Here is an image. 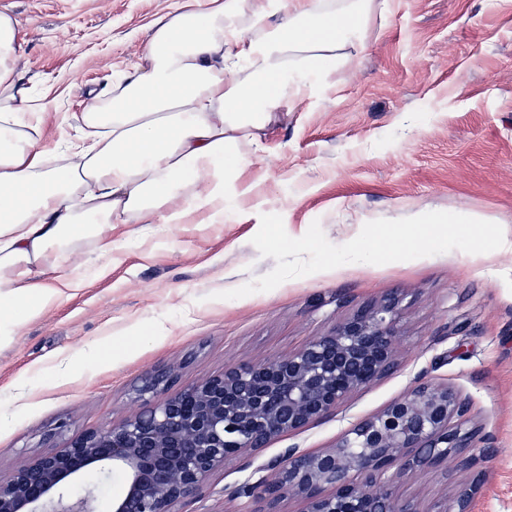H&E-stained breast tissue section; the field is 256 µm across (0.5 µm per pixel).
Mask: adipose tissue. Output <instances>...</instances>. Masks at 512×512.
<instances>
[{"instance_id": "adipose-tissue-1", "label": "adipose tissue", "mask_w": 512, "mask_h": 512, "mask_svg": "<svg viewBox=\"0 0 512 512\" xmlns=\"http://www.w3.org/2000/svg\"><path fill=\"white\" fill-rule=\"evenodd\" d=\"M375 0H184L156 21L110 100L90 96L82 138L42 142L45 115L15 73L16 21L0 11V347L82 285L69 257L112 232L223 222L261 147L367 47Z\"/></svg>"}]
</instances>
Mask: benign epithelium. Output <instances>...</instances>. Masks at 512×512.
Listing matches in <instances>:
<instances>
[{
    "mask_svg": "<svg viewBox=\"0 0 512 512\" xmlns=\"http://www.w3.org/2000/svg\"><path fill=\"white\" fill-rule=\"evenodd\" d=\"M402 301L392 294L364 305L285 357L231 366L122 423L76 434L67 447L0 481V512H97L96 488L77 481L114 471L125 487L110 512H175L227 461L252 463L273 439L333 415L394 370ZM472 421V404L460 391L419 377L333 446L316 453L287 448L231 496L251 499L249 512H276L287 495L303 502L302 512H420L403 499V478L452 457L460 491L427 512H469L481 484Z\"/></svg>",
    "mask_w": 512,
    "mask_h": 512,
    "instance_id": "1",
    "label": "benign epithelium"
}]
</instances>
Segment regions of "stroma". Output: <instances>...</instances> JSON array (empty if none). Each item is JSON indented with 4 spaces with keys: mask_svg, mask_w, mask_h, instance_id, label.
<instances>
[{
    "mask_svg": "<svg viewBox=\"0 0 512 512\" xmlns=\"http://www.w3.org/2000/svg\"><path fill=\"white\" fill-rule=\"evenodd\" d=\"M182 0H0L23 40L16 72L49 117L53 143L80 133L88 92L110 95ZM368 46L336 83L282 108L261 150L247 152L251 193L220 224H172L80 246L84 286L0 348V477L117 424L181 387L241 362L284 356L360 305L403 297L400 365L332 417L271 441L317 452L403 396L417 377L449 384L481 427L482 487L469 512H512V251L460 250L384 265L347 264L269 292L217 299L270 272L251 239L263 213L303 236L320 221L342 245L376 219L420 211L492 218L512 241V0H391ZM107 274H100V267ZM446 466L415 472L402 492L428 505L455 483ZM258 478L232 459L178 512H248L227 493Z\"/></svg>",
    "mask_w": 512,
    "mask_h": 512,
    "instance_id": "1",
    "label": "stroma"
}]
</instances>
